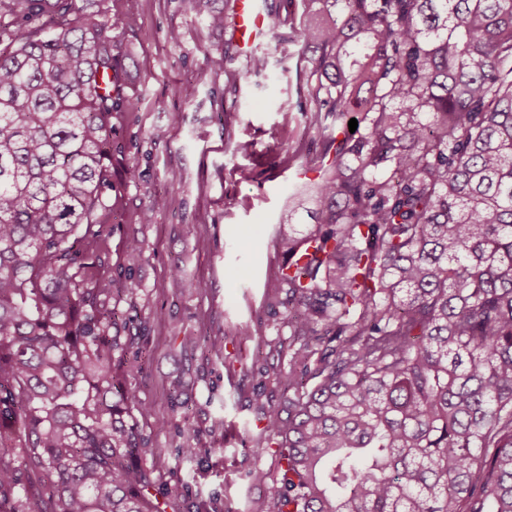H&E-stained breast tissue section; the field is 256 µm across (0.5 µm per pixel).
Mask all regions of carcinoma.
Wrapping results in <instances>:
<instances>
[{
  "label": "carcinoma",
  "instance_id": "cac0c4a2",
  "mask_svg": "<svg viewBox=\"0 0 512 512\" xmlns=\"http://www.w3.org/2000/svg\"><path fill=\"white\" fill-rule=\"evenodd\" d=\"M0 0V512H165L128 385L112 19ZM317 176L269 276L273 512H512V0H306ZM356 119L355 132L348 122ZM305 210L313 223L295 221Z\"/></svg>",
  "mask_w": 512,
  "mask_h": 512
}]
</instances>
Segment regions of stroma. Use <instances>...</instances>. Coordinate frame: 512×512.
<instances>
[{
    "label": "stroma",
    "mask_w": 512,
    "mask_h": 512,
    "mask_svg": "<svg viewBox=\"0 0 512 512\" xmlns=\"http://www.w3.org/2000/svg\"><path fill=\"white\" fill-rule=\"evenodd\" d=\"M84 4L88 15L103 9L118 23L134 104L112 115V212L101 259L108 276L136 287L121 304L135 337L129 383L166 421L142 424L139 461L175 512H270L265 486L248 473L275 470V458L254 456L251 438L266 424L264 407L283 400L269 376L287 366L293 341L266 284L279 261L276 226L304 179L285 164L286 151H320L302 110L312 55L285 27L241 54L231 25L211 26L182 0ZM252 54L268 57L267 70H247ZM214 56L223 66L211 65ZM286 111L294 115L287 126ZM242 139L252 153L236 152ZM158 196L166 207L143 223ZM132 243L140 250L133 266L125 259ZM242 324L255 340H233ZM187 333L200 343L184 347ZM220 334L218 355L205 339ZM188 446L198 455L184 457Z\"/></svg>",
    "instance_id": "35a3bbf8"
}]
</instances>
